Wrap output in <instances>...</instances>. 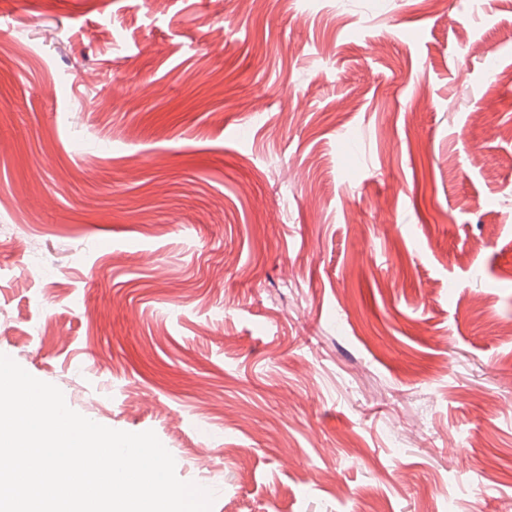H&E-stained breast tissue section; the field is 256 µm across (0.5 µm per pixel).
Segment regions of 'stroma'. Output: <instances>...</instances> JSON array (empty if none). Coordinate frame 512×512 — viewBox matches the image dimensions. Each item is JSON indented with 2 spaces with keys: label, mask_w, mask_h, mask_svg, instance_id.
Wrapping results in <instances>:
<instances>
[{
  "label": "stroma",
  "mask_w": 512,
  "mask_h": 512,
  "mask_svg": "<svg viewBox=\"0 0 512 512\" xmlns=\"http://www.w3.org/2000/svg\"><path fill=\"white\" fill-rule=\"evenodd\" d=\"M0 353L212 512H512V0H0Z\"/></svg>",
  "instance_id": "obj_1"
}]
</instances>
